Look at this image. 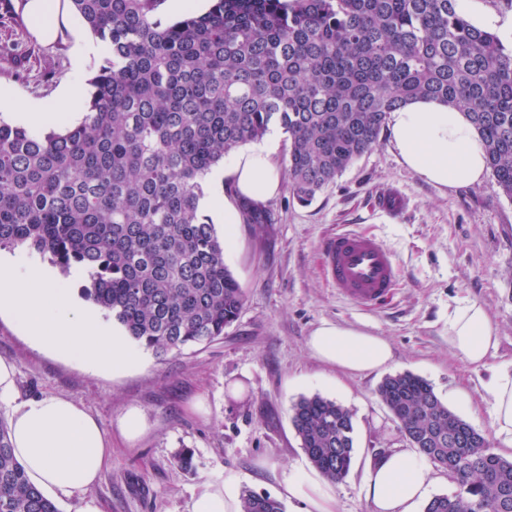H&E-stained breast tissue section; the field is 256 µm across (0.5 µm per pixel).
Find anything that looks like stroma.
I'll return each mask as SVG.
<instances>
[{"mask_svg": "<svg viewBox=\"0 0 512 512\" xmlns=\"http://www.w3.org/2000/svg\"><path fill=\"white\" fill-rule=\"evenodd\" d=\"M26 0H0V89L20 103H46L61 87H85L99 59L74 58L90 32L71 18L53 41L39 39L24 13ZM398 192V216L379 211L383 191ZM265 206L271 224L236 225L224 241L226 266L245 301L223 337L157 359L137 349L136 364L94 372L35 345L0 314V359L17 370L14 398L0 400V419L16 403L67 398L112 431V463L92 494L105 512H189L202 484L227 472L278 495L289 474L308 466L291 422L300 397L320 395L354 414V452L347 476L334 484L336 512H370L363 485L368 463L406 447L399 424L381 402L386 376L410 372L472 427L491 429L483 402L485 370L448 350V311L482 303L499 326L492 362L512 361V199L493 178L441 188L408 170L388 134L357 158L311 204L281 188ZM340 229L381 238L394 252L401 281L377 307L359 309L339 296L323 269L324 242ZM329 322L386 339V366L350 374L308 350L314 328ZM139 407L145 434L124 444L114 429L126 408ZM192 453L190 467L177 454Z\"/></svg>", "mask_w": 512, "mask_h": 512, "instance_id": "obj_1", "label": "stroma"}]
</instances>
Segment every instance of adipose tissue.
<instances>
[{
	"label": "adipose tissue",
	"instance_id": "ef3b65f1",
	"mask_svg": "<svg viewBox=\"0 0 512 512\" xmlns=\"http://www.w3.org/2000/svg\"><path fill=\"white\" fill-rule=\"evenodd\" d=\"M81 109L82 95L69 85L51 102L31 105L17 118L34 126L58 120L75 125L83 118ZM388 128L401 163L427 182L453 188L485 180V145L462 111L418 101L392 112ZM210 178L216 184L230 181L235 187L233 197L212 201L213 208L223 210L228 225L241 221L240 199L265 201L277 194L281 184V172L267 145L234 152L223 170L212 172ZM2 312L36 345L91 370H118L135 361L120 335L71 289L60 287L44 265L0 258ZM498 337V326L481 303L472 301L449 311L448 349L470 365L489 369L485 399L491 406L493 433L512 446V364L489 362ZM308 346L323 364L350 373L381 368L393 357L385 339L329 323L312 331ZM10 435L17 461L45 495L77 499L76 512H103L85 493L112 461V437L92 415L63 397L33 398L14 408ZM433 481L426 458L416 449L402 448L368 466L364 496L371 512H418ZM239 483V475L231 472L222 485L203 484L189 512H240ZM282 493L302 497V512H335L332 488L318 472L289 477Z\"/></svg>",
	"mask_w": 512,
	"mask_h": 512
}]
</instances>
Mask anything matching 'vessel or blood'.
<instances>
[{"label":"vessel or blood","mask_w":512,"mask_h":512,"mask_svg":"<svg viewBox=\"0 0 512 512\" xmlns=\"http://www.w3.org/2000/svg\"><path fill=\"white\" fill-rule=\"evenodd\" d=\"M323 264L337 293L363 308L376 307L400 284L394 252L371 234L336 232L324 247Z\"/></svg>","instance_id":"vessel-or-blood-1"}]
</instances>
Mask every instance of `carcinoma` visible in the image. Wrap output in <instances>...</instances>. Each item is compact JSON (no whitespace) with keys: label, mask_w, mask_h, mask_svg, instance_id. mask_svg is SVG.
<instances>
[{"label":"carcinoma","mask_w":512,"mask_h":512,"mask_svg":"<svg viewBox=\"0 0 512 512\" xmlns=\"http://www.w3.org/2000/svg\"><path fill=\"white\" fill-rule=\"evenodd\" d=\"M160 2L70 0L111 47L82 121L48 132L0 121V248L82 271V295L156 358L218 339L239 316L245 295L203 214L205 178L272 125L288 135L289 192L309 204L377 144L391 112L434 100L464 111L512 200V49L457 0H211L168 25ZM242 214L274 223L256 203ZM378 395L410 447L458 472L459 489L424 512H498L512 460L488 447L457 458L450 437L469 425L417 375L386 377ZM292 424L314 468L334 481L349 473V408L302 397ZM0 512H59L1 419ZM240 512L286 510L245 488Z\"/></svg>","instance_id":"1"}]
</instances>
